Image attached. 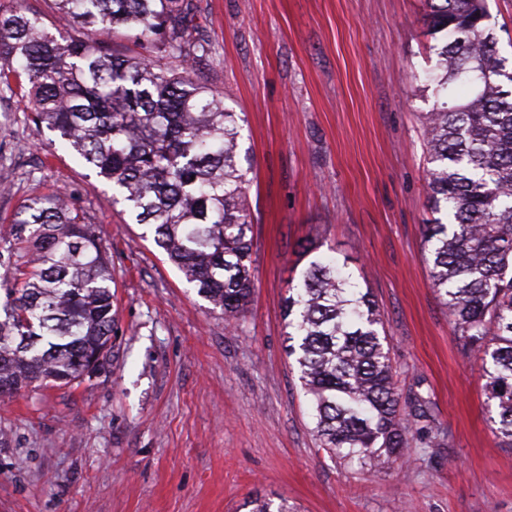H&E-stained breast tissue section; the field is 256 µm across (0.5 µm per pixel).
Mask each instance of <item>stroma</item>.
<instances>
[{
	"instance_id": "1",
	"label": "stroma",
	"mask_w": 512,
	"mask_h": 512,
	"mask_svg": "<svg viewBox=\"0 0 512 512\" xmlns=\"http://www.w3.org/2000/svg\"><path fill=\"white\" fill-rule=\"evenodd\" d=\"M212 47L200 81L245 113L255 291L227 324L112 202V186L50 150L21 94L0 90V221L70 192L112 266L119 334L106 371L0 398V512H512V449L487 420L431 286L421 113L444 37L424 0H198ZM322 254L348 262L384 315L401 390L419 388L452 439L369 476L319 451L287 352L282 303Z\"/></svg>"
}]
</instances>
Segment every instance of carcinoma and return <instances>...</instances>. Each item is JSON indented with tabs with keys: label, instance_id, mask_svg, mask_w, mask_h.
<instances>
[{
	"label": "carcinoma",
	"instance_id": "cac0c4a2",
	"mask_svg": "<svg viewBox=\"0 0 512 512\" xmlns=\"http://www.w3.org/2000/svg\"><path fill=\"white\" fill-rule=\"evenodd\" d=\"M61 26L0 11V85L28 98L27 119L116 190L136 223L198 296L236 322L254 291L245 117L195 78L212 54L196 0H54ZM439 89L455 104L422 113L429 169L424 230L432 287L461 353L480 359L488 419L512 448V83L486 22V0H428ZM124 35L140 48L118 52ZM446 214V223L440 215ZM0 396L72 386L110 361L116 328L112 270L94 225L64 191L27 199L0 234ZM346 264L317 256L288 289L283 317L319 447L370 471L404 458L413 434L439 448L450 432L430 398L400 391L384 322ZM294 512L288 500L244 503Z\"/></svg>",
	"mask_w": 512,
	"mask_h": 512
}]
</instances>
